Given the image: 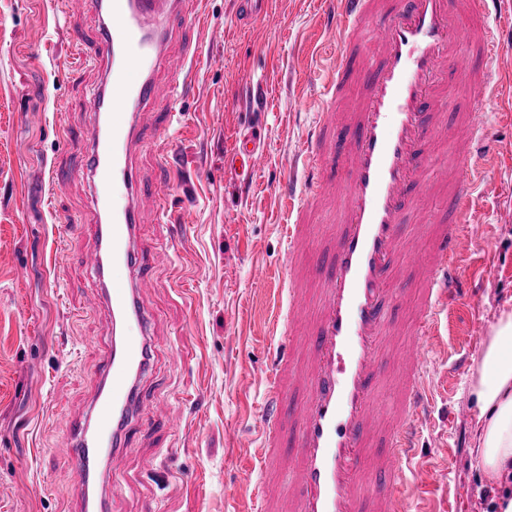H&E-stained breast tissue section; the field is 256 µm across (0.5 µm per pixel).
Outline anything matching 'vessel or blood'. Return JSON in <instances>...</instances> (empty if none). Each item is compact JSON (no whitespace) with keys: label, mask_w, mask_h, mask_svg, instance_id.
<instances>
[{"label":"vessel or blood","mask_w":512,"mask_h":512,"mask_svg":"<svg viewBox=\"0 0 512 512\" xmlns=\"http://www.w3.org/2000/svg\"><path fill=\"white\" fill-rule=\"evenodd\" d=\"M342 39L326 79L302 155L310 193L287 199L282 233L288 267L285 300L275 301L272 333L278 343L257 382L265 390L261 429L248 442L260 466L288 473L287 495L258 489L253 512H407L412 494L404 467L417 456L418 435L433 396L429 353L440 325L458 303L475 295L457 277L467 248L479 236L472 189L483 174L475 143L485 134L479 116L499 76L502 46L487 21V0H322ZM70 17L94 11L98 37L86 56L102 68L94 106L76 138L84 146L79 170L92 185L96 247L84 255L98 286L92 305L104 306L112 344L100 371L92 416L66 419L70 448L58 476L83 488V512H105L96 492L101 464L134 446L139 388L153 368L150 314L140 297L152 284L149 263L165 251L138 236L140 183L133 157L145 133L138 114L155 101L158 79L171 77L167 120L185 91L171 76L167 43L173 32L195 29L197 0H61ZM475 41L464 52L460 19ZM471 94L468 119L449 132L454 173L448 217L408 224L430 191L434 136L451 102L448 77ZM349 138L344 178L327 177L328 150L337 129ZM258 137L240 135L226 163L256 171ZM160 204L168 195L149 191ZM338 204L339 222L326 248L308 231V217L325 196ZM424 270L412 330L397 338L390 309L404 297L401 263ZM120 268L125 278L115 279ZM398 377L385 372L388 360ZM292 435L295 456L278 443Z\"/></svg>","instance_id":"vessel-or-blood-1"}]
</instances>
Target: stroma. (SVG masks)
<instances>
[{
    "mask_svg": "<svg viewBox=\"0 0 512 512\" xmlns=\"http://www.w3.org/2000/svg\"><path fill=\"white\" fill-rule=\"evenodd\" d=\"M191 37L182 113L158 143L140 145V177L170 162L169 208L139 201L140 234L168 250L141 298L151 315L154 366L140 413L156 402L180 410L177 431L143 426L136 446L110 464L108 512H248L263 476L244 439L256 433L264 392L251 377L271 352L266 313L285 268L283 194L314 116L340 37L319 0H275L266 16L242 20L236 0H200ZM489 19L504 46L494 105L483 115L492 163L478 184L473 217L485 227L461 273L478 290L472 334L447 337L429 382L438 408L420 442L414 512H493L502 487L482 471L470 385L484 344L512 310V0H490ZM97 20L76 21L59 0H0V512H81L78 487L54 481L70 457L65 417L84 418L99 384L111 336L90 306L93 280L81 258L96 245L91 185L73 173L77 144L63 126H84L98 68L74 47V29L93 36ZM261 135L257 170L245 180L225 169L238 135ZM452 449L448 459L435 446Z\"/></svg>",
    "mask_w": 512,
    "mask_h": 512,
    "instance_id": "1",
    "label": "stroma"
}]
</instances>
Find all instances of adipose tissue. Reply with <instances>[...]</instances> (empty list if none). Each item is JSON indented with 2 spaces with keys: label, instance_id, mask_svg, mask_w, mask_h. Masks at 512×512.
<instances>
[{
  "label": "adipose tissue",
  "instance_id": "adipose-tissue-1",
  "mask_svg": "<svg viewBox=\"0 0 512 512\" xmlns=\"http://www.w3.org/2000/svg\"><path fill=\"white\" fill-rule=\"evenodd\" d=\"M470 393L480 412L481 468L512 485V311L493 327Z\"/></svg>",
  "mask_w": 512,
  "mask_h": 512
}]
</instances>
